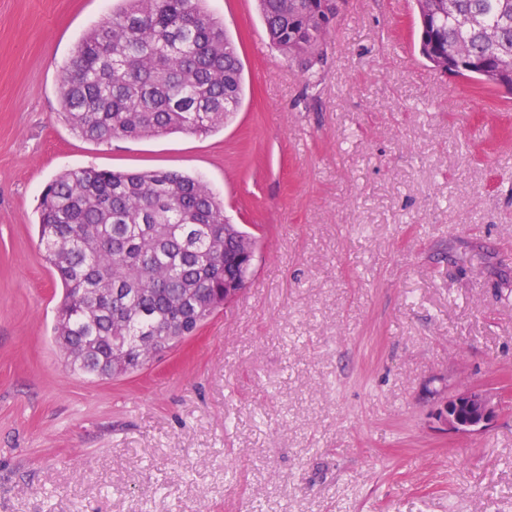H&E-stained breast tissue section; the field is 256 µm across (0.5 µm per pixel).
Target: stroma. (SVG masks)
I'll return each instance as SVG.
<instances>
[{
    "instance_id": "1",
    "label": "stroma",
    "mask_w": 512,
    "mask_h": 512,
    "mask_svg": "<svg viewBox=\"0 0 512 512\" xmlns=\"http://www.w3.org/2000/svg\"><path fill=\"white\" fill-rule=\"evenodd\" d=\"M114 5L0 0V512H512V93L426 67L412 0H348L311 66L255 0H207L238 112L96 144L60 76ZM88 167L202 178L257 240L234 302L118 379L52 339L39 206ZM473 385L492 427L435 431Z\"/></svg>"
}]
</instances>
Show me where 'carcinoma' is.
<instances>
[{
    "instance_id": "carcinoma-1",
    "label": "carcinoma",
    "mask_w": 512,
    "mask_h": 512,
    "mask_svg": "<svg viewBox=\"0 0 512 512\" xmlns=\"http://www.w3.org/2000/svg\"><path fill=\"white\" fill-rule=\"evenodd\" d=\"M205 0H120L86 31L61 75L64 121L81 138L208 135L238 111L237 47ZM272 44L318 52L330 0H257ZM420 56L484 87L512 86V0H415ZM45 260L63 289L54 340L66 368L133 374L192 336L243 287L256 240L224 217L200 178L178 171L79 168L40 204ZM126 361L113 371V347Z\"/></svg>"
}]
</instances>
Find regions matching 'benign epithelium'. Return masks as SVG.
Here are the masks:
<instances>
[{"instance_id":"1","label":"benign epithelium","mask_w":512,"mask_h":512,"mask_svg":"<svg viewBox=\"0 0 512 512\" xmlns=\"http://www.w3.org/2000/svg\"><path fill=\"white\" fill-rule=\"evenodd\" d=\"M500 408L501 399L480 386H470L440 400L432 419L450 434L479 435L491 428Z\"/></svg>"}]
</instances>
